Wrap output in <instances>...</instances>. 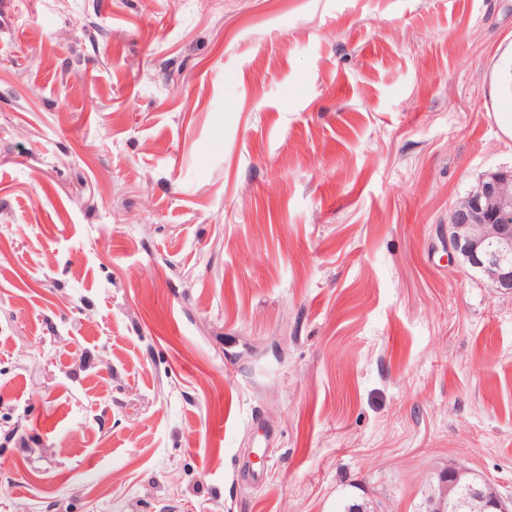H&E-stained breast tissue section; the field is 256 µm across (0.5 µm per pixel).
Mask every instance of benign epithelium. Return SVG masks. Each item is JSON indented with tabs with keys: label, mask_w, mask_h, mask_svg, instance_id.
Segmentation results:
<instances>
[{
	"label": "benign epithelium",
	"mask_w": 512,
	"mask_h": 512,
	"mask_svg": "<svg viewBox=\"0 0 512 512\" xmlns=\"http://www.w3.org/2000/svg\"><path fill=\"white\" fill-rule=\"evenodd\" d=\"M448 254L479 271L501 293L512 294V171L484 174L441 226ZM440 494L428 512H464L479 502L482 512H512L488 481L464 467H450L438 481Z\"/></svg>",
	"instance_id": "benign-epithelium-1"
}]
</instances>
